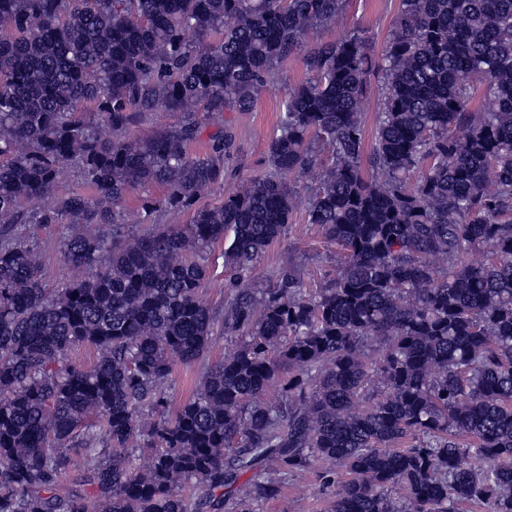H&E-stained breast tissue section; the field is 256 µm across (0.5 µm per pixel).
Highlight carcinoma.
<instances>
[{"label": "carcinoma", "instance_id": "1", "mask_svg": "<svg viewBox=\"0 0 512 512\" xmlns=\"http://www.w3.org/2000/svg\"><path fill=\"white\" fill-rule=\"evenodd\" d=\"M346 4L0 0V512H219L243 475L281 500L277 476L316 457L340 466L333 512H512V0H399L378 60L358 30L309 44ZM300 54L269 171L131 235L135 191L159 185L145 210H180L224 184L232 129L202 156L188 145ZM150 112L183 120L140 137ZM70 163L90 193H56ZM299 183L342 271L310 290L289 259L257 288ZM30 224L76 225L62 255L83 276L43 288ZM218 243L241 342L172 411L174 362L196 366L214 335L201 294Z\"/></svg>", "mask_w": 512, "mask_h": 512}]
</instances>
